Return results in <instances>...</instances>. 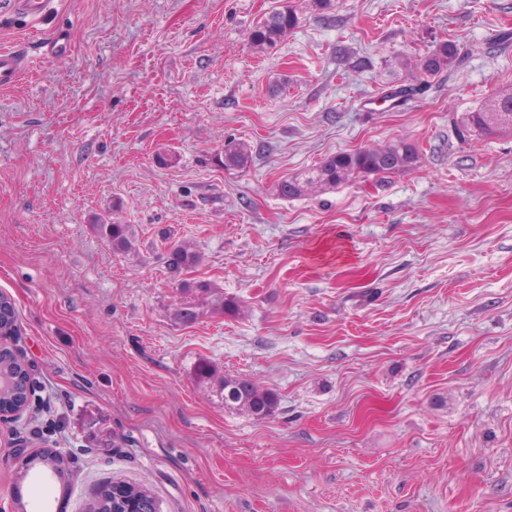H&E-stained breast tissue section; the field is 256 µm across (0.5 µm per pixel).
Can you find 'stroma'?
I'll return each instance as SVG.
<instances>
[{
    "label": "stroma",
    "mask_w": 512,
    "mask_h": 512,
    "mask_svg": "<svg viewBox=\"0 0 512 512\" xmlns=\"http://www.w3.org/2000/svg\"><path fill=\"white\" fill-rule=\"evenodd\" d=\"M281 3L54 0L37 30L0 28L33 60L0 88V292L20 317L0 345L34 382L0 421V512H88L115 481L161 512H512V136L455 133L512 86V0H343L252 50ZM61 30L69 56L42 59ZM448 39L476 46L463 67H400ZM400 88V109L360 110ZM231 139L247 171L220 163ZM395 139L417 169L274 190ZM100 220L133 225L138 255ZM168 229L243 315L173 322ZM201 360L274 388L276 416L225 409ZM21 439L67 455L65 483L18 471ZM253 149L245 141H229L224 144V170L243 172L252 160ZM94 229L110 246L113 255L126 257L138 252L137 236L132 225L101 221L100 224H94Z\"/></svg>",
    "instance_id": "stroma-1"
}]
</instances>
